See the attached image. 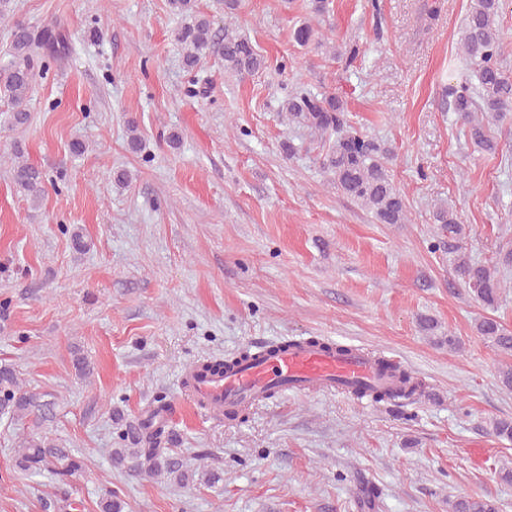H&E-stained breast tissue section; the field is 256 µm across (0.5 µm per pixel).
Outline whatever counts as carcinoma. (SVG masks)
<instances>
[{
  "instance_id": "cac0c4a2",
  "label": "carcinoma",
  "mask_w": 512,
  "mask_h": 512,
  "mask_svg": "<svg viewBox=\"0 0 512 512\" xmlns=\"http://www.w3.org/2000/svg\"><path fill=\"white\" fill-rule=\"evenodd\" d=\"M177 15L193 18L178 31V40L186 47L185 65L195 67L201 56L216 52L224 60V72L239 79L269 69L282 70L286 62H272L261 54L249 38L242 35L235 24L224 21V38H217L209 18L195 14L196 0H169ZM512 0H470V8L462 30V52L466 73L443 86L442 96L467 128L470 142L478 149L495 153L498 142L486 125L489 120H503L512 113V70L506 63L507 42L498 27V21ZM296 41L307 46L325 42L317 30L304 22L294 31ZM69 51L67 37L58 22L44 26L37 34L17 24L11 33L12 62L0 68V98L11 105V123L22 126L28 122L26 110L28 95L35 81L33 55L43 61L59 63ZM281 111L288 120L305 125L325 148L321 167L328 181L340 194L351 199L371 213L377 224H406L409 222L405 194L398 188L391 174L393 150L385 142L353 127L347 119L344 104L331 93L292 91L282 101ZM10 172L16 190L27 197L39 199L43 193L45 175L37 167L14 156ZM434 223L448 235L443 245L448 253L456 254L454 276L468 288L483 305L497 306L504 281L497 267L472 262L463 251L462 227L457 216L446 207L432 213ZM478 333L504 353H512V331L494 319H483L477 324ZM255 357L248 346L224 358L199 364L205 372L216 373L224 366L238 364ZM393 385L365 391L356 389L353 395H366L376 402L410 400L424 393V384L413 373L396 364L388 365ZM54 402L47 394L24 389L15 371L0 367V416L10 419L30 417L35 424L49 418ZM165 412L159 405L149 411L138 426L121 434L123 446L112 449V461L125 467L130 475L169 479L184 484L189 481L182 462L161 447L164 425L156 418ZM15 468L24 474L47 471L55 477L56 490L49 502L53 512H71L76 508L68 490L70 478L81 465L66 449L46 437L24 438L14 456ZM450 512H497L492 500L484 497L460 496L449 503Z\"/></svg>"
}]
</instances>
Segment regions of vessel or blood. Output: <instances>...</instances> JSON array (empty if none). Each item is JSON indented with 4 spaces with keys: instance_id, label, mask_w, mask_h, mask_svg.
<instances>
[{
    "instance_id": "1",
    "label": "vessel or blood",
    "mask_w": 512,
    "mask_h": 512,
    "mask_svg": "<svg viewBox=\"0 0 512 512\" xmlns=\"http://www.w3.org/2000/svg\"><path fill=\"white\" fill-rule=\"evenodd\" d=\"M389 372L375 357L356 347L323 349L298 343L225 369L224 373L187 372L181 388L216 418L262 399L270 390L316 393L391 385Z\"/></svg>"
}]
</instances>
